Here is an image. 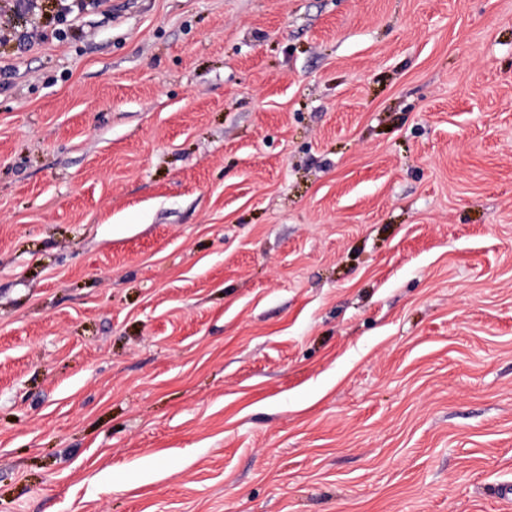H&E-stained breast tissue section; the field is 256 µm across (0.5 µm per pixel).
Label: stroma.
<instances>
[{"mask_svg":"<svg viewBox=\"0 0 512 512\" xmlns=\"http://www.w3.org/2000/svg\"><path fill=\"white\" fill-rule=\"evenodd\" d=\"M0 29V512H512V0Z\"/></svg>","mask_w":512,"mask_h":512,"instance_id":"1","label":"stroma"}]
</instances>
